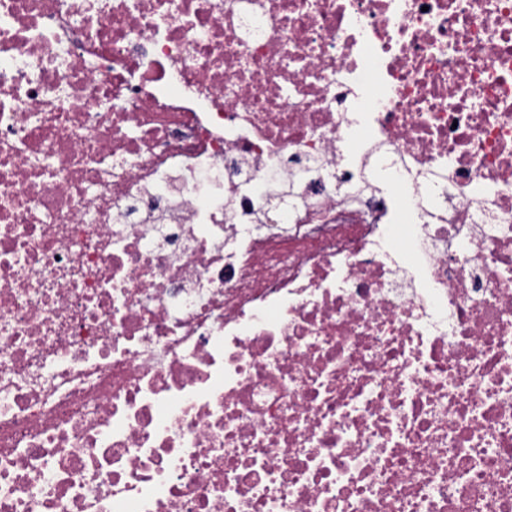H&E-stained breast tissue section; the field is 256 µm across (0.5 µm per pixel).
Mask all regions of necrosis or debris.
Listing matches in <instances>:
<instances>
[{
    "label": "necrosis or debris",
    "mask_w": 512,
    "mask_h": 512,
    "mask_svg": "<svg viewBox=\"0 0 512 512\" xmlns=\"http://www.w3.org/2000/svg\"><path fill=\"white\" fill-rule=\"evenodd\" d=\"M0 512H512V0H0Z\"/></svg>",
    "instance_id": "obj_1"
}]
</instances>
